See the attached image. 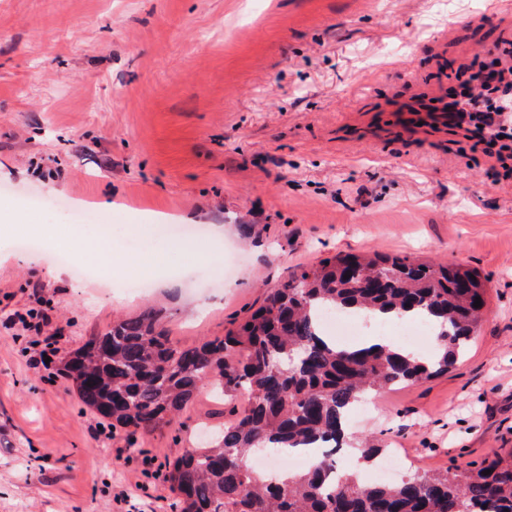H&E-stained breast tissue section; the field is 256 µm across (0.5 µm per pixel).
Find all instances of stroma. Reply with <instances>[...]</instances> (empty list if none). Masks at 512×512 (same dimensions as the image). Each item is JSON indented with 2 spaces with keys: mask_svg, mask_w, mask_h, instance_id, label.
<instances>
[{
  "mask_svg": "<svg viewBox=\"0 0 512 512\" xmlns=\"http://www.w3.org/2000/svg\"><path fill=\"white\" fill-rule=\"evenodd\" d=\"M512 52L497 0H0V512H174L168 464L222 409L209 390L171 428L128 438L4 321L41 286L56 365L113 319L159 312L180 346L221 337L265 288L341 253L476 270L483 321L448 372L385 391L353 443L398 471L463 474L512 456V158L442 107L457 69ZM101 214L112 258L150 259L138 294L55 260L35 198ZM55 224L56 240L41 228ZM158 224L223 225L240 267L172 245Z\"/></svg>",
  "mask_w": 512,
  "mask_h": 512,
  "instance_id": "stroma-1",
  "label": "stroma"
}]
</instances>
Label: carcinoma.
Wrapping results in <instances>:
<instances>
[{"instance_id":"carcinoma-1","label":"carcinoma","mask_w":512,"mask_h":512,"mask_svg":"<svg viewBox=\"0 0 512 512\" xmlns=\"http://www.w3.org/2000/svg\"><path fill=\"white\" fill-rule=\"evenodd\" d=\"M485 295L478 273L461 265L337 254L267 289L264 303L223 337L179 347L148 310L86 340L65 374L84 405L132 436L172 427L209 385L246 395L206 442L170 464L180 512H512V459L368 486L343 477L334 458L365 392L448 371L477 329L482 308L474 302L486 303ZM336 310L436 319L444 352L423 363L376 345H339L321 325ZM316 443L325 453L296 480L252 467L255 453L286 462L289 449Z\"/></svg>"}]
</instances>
